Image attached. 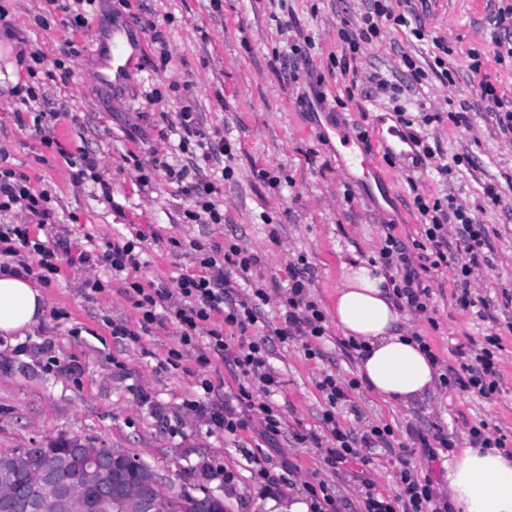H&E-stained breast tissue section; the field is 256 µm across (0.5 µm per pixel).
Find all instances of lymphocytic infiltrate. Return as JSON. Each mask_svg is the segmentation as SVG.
Wrapping results in <instances>:
<instances>
[{"label": "lymphocytic infiltrate", "mask_w": 512, "mask_h": 512, "mask_svg": "<svg viewBox=\"0 0 512 512\" xmlns=\"http://www.w3.org/2000/svg\"><path fill=\"white\" fill-rule=\"evenodd\" d=\"M168 126L178 135V148L188 151L197 147L203 160H211L219 155H231L232 146L222 140L211 139L202 127L200 115L192 106H184L176 112ZM153 165L164 170L170 181L176 182L180 192L194 201L193 209L187 210L188 221L198 224H220L224 221L217 194L218 187L212 182H203L192 178L188 168H174L161 159H154ZM46 193H34L26 175L11 170L0 171V212L16 211L22 221L6 232L0 233V255L15 258L27 253L37 256L36 264H23L26 274L36 275L45 284L60 271L56 263L58 255H67L69 263L82 267H107L113 276L119 277L138 269L143 249L140 235L123 238L106 244L104 250H97L94 244L79 249H71L64 236H57L54 243H46L30 234L31 226H44L52 223L54 213L48 205ZM414 204L420 213L428 249L424 257L430 267L437 268L448 264V237L456 235L463 244V255L458 259L461 276L457 281L460 292L458 301L468 307L473 303L470 292V277L487 262L484 249L486 233L483 225L472 223L463 208L456 204L441 205L427 203L423 196H415ZM384 259L395 258L402 265L399 276L391 278L394 295L406 300L416 311H425L424 299L430 289L424 286L418 265H415L407 248L396 238L386 237ZM258 259L246 248L237 245L213 244L208 253L201 257L204 269L199 276H181L175 288L145 287L141 282H128L124 293L140 313L142 325H150L159 318L173 323L179 333L182 346L195 344L199 335H207L205 352L199 353L201 363H208L210 355L232 360L246 385L239 388V401L249 411L258 414L264 426L266 436L273 437L281 432L282 417L270 400V395L278 381L269 369L265 358V341H251L230 348L224 338L225 326L237 327L247 331L257 319L259 303L268 301L269 296L264 284L255 283L250 298L233 300L228 294L230 274L247 277ZM286 308L282 327L275 331L280 340L318 339L324 336V315L308 294V281L302 271H294L285 293L282 295ZM223 315L224 321L213 324L214 315ZM458 367L449 368L444 380L445 385L463 396L489 397L498 388V370L493 355L488 349L458 350ZM260 383L262 397H255L249 390V383ZM387 429L371 427L362 435L333 429L334 441L322 448L324 462L338 469L348 463L367 462L366 451L380 446L389 447ZM403 493L398 500L392 501L377 497L373 491L371 479L361 481V498L364 512H447L446 507L437 503L436 495L429 480L420 479L410 468H403L399 475Z\"/></svg>", "instance_id": "f902f5d3"}]
</instances>
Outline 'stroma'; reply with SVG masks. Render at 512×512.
Listing matches in <instances>:
<instances>
[{"instance_id": "35a3bbf8", "label": "stroma", "mask_w": 512, "mask_h": 512, "mask_svg": "<svg viewBox=\"0 0 512 512\" xmlns=\"http://www.w3.org/2000/svg\"><path fill=\"white\" fill-rule=\"evenodd\" d=\"M371 0H96V32L72 31L61 11L45 0H0V169L26 174L34 192H48L68 242L100 246L118 235L143 232L144 263L128 280L104 267L62 266L45 286L40 323L23 336H0V449L34 448L64 439L79 445L122 448L152 465L170 494L224 500V512H289L309 501L311 488L327 486L340 512H360L359 483L352 472L328 468L316 446L330 441L322 420L326 401L317 387L323 374L347 383L336 422L359 435L369 425L388 426L392 452L369 450L366 467L381 496H396L397 473L409 465L449 499L447 465L468 447V429L479 421L490 436H512V136L485 112L480 84L489 81L512 101V58L497 59L491 19L501 0H390L400 22H386L380 36L362 45L348 71L336 62L348 50L344 34L357 30ZM155 22L164 44L144 40L137 71L124 89L102 79L111 55L87 49L89 35L108 42L114 18ZM294 19L291 28L282 27ZM74 42L79 57L64 54ZM169 62H162V50ZM39 51L35 72L18 51ZM443 57L449 78L434 60ZM423 72L414 79L411 68ZM379 73L403 86L408 112L424 109L435 122L419 133L449 170L413 167L389 154L378 125L395 124L392 105L375 95L369 77ZM33 88L47 116L43 131L15 114L17 88ZM200 112L206 131L232 146L231 157L201 164L200 179H219L224 209L220 224L189 223L191 202L153 169L154 157L187 165L190 154H172L160 132L164 114L184 105ZM467 109L469 121L452 116ZM350 123L365 133L375 163L370 175L338 149L334 126ZM70 153L84 150L99 161L81 183L74 166L47 146L44 135ZM229 175H222L223 167ZM109 194H102L101 183ZM498 196L490 198L486 186ZM456 197L482 224L488 266L471 278L474 298L487 317L462 308L456 270L442 266L425 279L431 288L425 313L401 311V327L422 336L439 369L456 365L458 346L493 349L499 388L490 398H465L435 390L409 407L391 406L357 383L356 350L336 326L334 299L351 262H378L386 235L405 245L423 240L413 198ZM183 248L172 254L167 239ZM236 243L257 254L253 276L288 285L291 266L306 265L308 293L325 315L326 332L308 357L302 341L280 342L274 330L284 309L278 296L261 305L246 333L225 327L238 345L266 338V360L279 380L273 401L282 434L269 442L263 425L237 399L243 378L220 357L198 361L197 348L181 347L171 322L141 331L140 316L124 294L127 281L172 286L200 274L195 245ZM103 289L91 290V280ZM116 325L138 340L112 334ZM182 349L179 369L166 365ZM231 407L245 426L229 435L209 421ZM447 435L449 447H422L420 436ZM266 469L268 478L257 475Z\"/></svg>"}]
</instances>
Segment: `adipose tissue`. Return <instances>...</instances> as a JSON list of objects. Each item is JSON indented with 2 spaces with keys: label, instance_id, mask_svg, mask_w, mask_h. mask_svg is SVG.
Segmentation results:
<instances>
[{
  "label": "adipose tissue",
  "instance_id": "ef3b65f1",
  "mask_svg": "<svg viewBox=\"0 0 512 512\" xmlns=\"http://www.w3.org/2000/svg\"><path fill=\"white\" fill-rule=\"evenodd\" d=\"M46 307L41 289L25 276L0 273V334H25ZM336 325L365 344L358 375L370 391L393 405L422 399L436 366L397 330L400 314L377 266H347L336 292ZM448 488L458 512H512V457L495 448H464L448 468Z\"/></svg>",
  "mask_w": 512,
  "mask_h": 512
}]
</instances>
